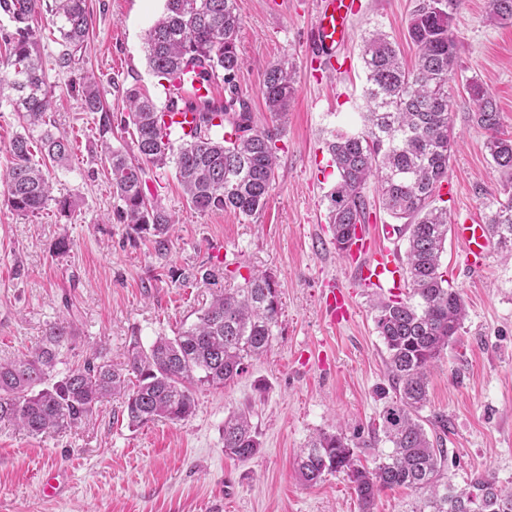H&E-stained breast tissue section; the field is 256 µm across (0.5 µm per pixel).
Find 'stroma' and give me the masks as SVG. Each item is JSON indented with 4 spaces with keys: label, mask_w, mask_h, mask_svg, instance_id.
<instances>
[{
    "label": "stroma",
    "mask_w": 512,
    "mask_h": 512,
    "mask_svg": "<svg viewBox=\"0 0 512 512\" xmlns=\"http://www.w3.org/2000/svg\"><path fill=\"white\" fill-rule=\"evenodd\" d=\"M86 4L89 33L67 67L58 64L62 46L50 14L36 21L51 87L48 127L70 139L73 149L64 166L49 168L53 200L37 215L11 210L0 181V360L31 348L48 325L67 318L74 337L66 367L95 348L123 366L133 345L149 347L195 321L212 289L201 275L213 267L223 270L224 288L242 284L252 270L270 273L279 289V324L266 356L224 387L197 391L187 422L129 427L115 397L89 423L61 434L31 436L0 423V512H362L345 475L308 485L295 460L320 431L340 430L360 442L357 455L369 468L386 452V444L368 445L389 386L374 306L406 291L361 288L336 252L326 198L336 169L327 143L336 131L362 128L366 79L359 46L366 32L383 31L406 61H414L407 33L414 0H361L351 37L336 55L344 72L318 80L309 48L313 0H236L241 28L234 84L254 115L265 113L268 65L285 60L297 73V92L280 126L276 182L256 216L201 213L187 202L173 167H147L149 194L175 219L161 255L118 220L106 156L111 147L134 148L121 126L127 88L165 102L144 42L166 0ZM485 5L464 0L455 14L448 178L456 191L442 201L452 219L479 223L503 200V176L486 150V132L470 118V79L490 89L503 129L512 134V22L487 23ZM90 73L112 115L105 138L98 116L82 105V82ZM63 199L69 209L60 208ZM63 236L70 245L59 253L54 244ZM441 266L462 294L467 315L435 364L423 415L448 421L449 481L461 486L488 472L512 487V258L493 250L475 272L452 238ZM334 285L353 309L341 324L332 322L323 301ZM242 408L250 409L262 442L248 460L224 453V420ZM55 467L70 474L60 500L41 489L45 471Z\"/></svg>",
    "instance_id": "1"
}]
</instances>
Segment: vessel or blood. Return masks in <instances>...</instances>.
Returning <instances> with one entry per match:
<instances>
[{
  "mask_svg": "<svg viewBox=\"0 0 512 512\" xmlns=\"http://www.w3.org/2000/svg\"><path fill=\"white\" fill-rule=\"evenodd\" d=\"M357 10L356 0H318L311 51L326 68H333L337 46L349 39L350 22ZM160 119L184 136L195 127V116L186 107L162 111ZM452 231L464 248L467 266L481 269L491 253V235L487 225L457 222L453 224ZM403 281L404 265L400 257L387 248L381 249L372 263L361 266L359 270V284L374 291L389 286L400 287Z\"/></svg>",
  "mask_w": 512,
  "mask_h": 512,
  "instance_id": "vessel-or-blood-1",
  "label": "vessel or blood"
}]
</instances>
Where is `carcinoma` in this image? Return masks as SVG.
Masks as SVG:
<instances>
[{
    "instance_id": "1",
    "label": "carcinoma",
    "mask_w": 512,
    "mask_h": 512,
    "mask_svg": "<svg viewBox=\"0 0 512 512\" xmlns=\"http://www.w3.org/2000/svg\"><path fill=\"white\" fill-rule=\"evenodd\" d=\"M462 0H416L408 36L418 49L414 67L405 66L388 36L376 30L362 38L360 55L366 72L363 130L338 131L328 143L337 171L330 189L328 219L332 244L350 251L357 226L368 223L363 190L374 184L382 208L403 221L407 237L405 297L376 305V329L387 351V376L394 397L379 414L378 432L390 451L369 470L354 452L371 443H349L343 434L318 432L302 449L297 471L307 484L327 472L343 473L353 484L363 512H373L379 494L406 487L416 495L413 512H512V490L505 492L489 473L477 474L463 487L445 476L448 420L435 418L425 429L421 411L429 402V375L441 353L458 335L466 317L460 292L441 271L448 239V210L435 205L448 179L453 141L452 99L448 83L458 62L454 15ZM15 29L4 34L9 46L0 58V107L15 112L23 132L10 142L12 166L4 177L8 204L28 215L49 201L43 167L61 164L71 152L64 136L49 130L33 147L31 133L46 123L51 106L34 20L47 11L64 50L61 63L83 48L89 23L85 0H0ZM487 21H512V0H487ZM241 20L236 0H166L163 16L145 38L148 68L167 83L168 108L188 105L199 110L194 135L176 143L172 131L158 122L157 104L137 89L125 91L127 119L135 153L107 154L112 192L120 220L136 234L154 237L165 248L173 216L145 191V166L173 165L192 207L201 212L234 211L251 217L264 207L277 170V135L295 95V71L277 62L264 72L262 95L275 126L261 124L248 104L229 86L224 104H198L193 83L215 82L224 72L232 81L239 65L237 36ZM466 92L474 121L487 133L486 149L506 176L507 200L497 202L487 224L498 243L512 250V137L500 132V115L492 92L473 78ZM83 108L98 113L100 135L112 131V116L103 111L95 81L82 89ZM229 123V138L213 132ZM41 154L35 160L34 152ZM280 314L272 277L251 272L238 288H216L197 321L175 336H158L147 349L133 346L127 363L115 368L98 350L67 372L57 369L62 350L74 337L63 319L48 326L36 346L8 362L0 361V421L30 435L77 428L115 394L123 397L131 426L155 420L186 422L195 412L200 386L221 387L243 374L250 361L271 347ZM262 448L250 415L233 412L224 419V453L241 459Z\"/></svg>"
}]
</instances>
